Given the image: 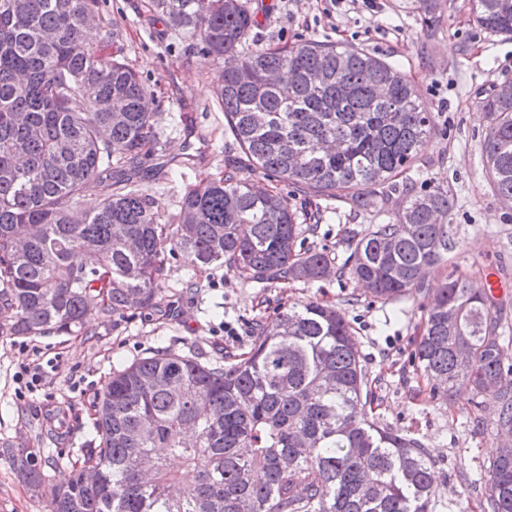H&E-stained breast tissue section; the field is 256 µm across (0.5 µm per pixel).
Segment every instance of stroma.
<instances>
[{
	"instance_id": "obj_1",
	"label": "stroma",
	"mask_w": 512,
	"mask_h": 512,
	"mask_svg": "<svg viewBox=\"0 0 512 512\" xmlns=\"http://www.w3.org/2000/svg\"><path fill=\"white\" fill-rule=\"evenodd\" d=\"M257 26L251 45L275 48L308 39L353 46L390 63L416 86L434 133L410 175L418 184L451 189L456 243L447 269H435L426 287H440L447 270L476 277L494 272L505 282L501 322L512 337V208L486 175L481 143L488 124L481 101L512 81V40L477 23L471 0H439L438 20L425 27L416 0H246ZM93 43L119 55L154 99L158 144L113 168L112 180L149 194L163 223H177L181 200L225 165L248 169L216 99L223 67L207 62L195 42L170 27L149 0H97ZM254 186L287 196L299 215L324 218L306 244L330 252L340 267L351 252L348 236L363 237L373 218L348 221L347 204L314 198L260 173ZM155 303L121 316L87 315L69 334L0 335V512H47L44 496L18 476L15 448L40 449L61 481L70 462L95 437L94 403L113 371L160 351L226 363L249 351L252 324L273 322L289 305L318 300L335 305L351 326L372 380L369 416L380 427L413 437L435 460L439 486L433 512H483L494 453L497 404L487 395L436 399L432 383L411 361L422 331L421 297L383 303L352 276L332 275L272 287L241 280L223 268H203L166 256L154 283ZM235 335H225V327ZM40 363L47 380L26 389L17 375Z\"/></svg>"
}]
</instances>
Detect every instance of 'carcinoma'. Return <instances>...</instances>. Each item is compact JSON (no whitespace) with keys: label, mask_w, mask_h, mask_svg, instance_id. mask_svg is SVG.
<instances>
[{"label":"carcinoma","mask_w":512,"mask_h":512,"mask_svg":"<svg viewBox=\"0 0 512 512\" xmlns=\"http://www.w3.org/2000/svg\"><path fill=\"white\" fill-rule=\"evenodd\" d=\"M96 0H0V335L70 333L84 314L153 303L169 252L224 267L245 282L327 276L326 253L303 247L321 216L297 223L288 199L255 193L234 166L183 196L164 224L149 195L114 189L83 212L80 197L112 158L156 143L151 95L121 58L83 41ZM154 11L206 60L236 57L217 101L251 171L312 197H341L349 216L402 208L353 243L350 274L371 297L425 300L413 360L433 395L498 401L488 512H512V345L499 335L497 298L451 271L439 288L425 271L448 266L454 198L405 173L433 124L415 85L352 46L305 40L240 51L256 20L241 0H151ZM479 25L512 39V0H472ZM482 107V142L494 193L512 199V82ZM325 140L336 153L318 150ZM251 350L229 366L175 352L112 372L95 405L100 443L85 448L67 482L49 484L42 460L19 448V477L49 487L48 512H432L438 495L429 453L379 427L366 410L367 371L336 307L307 301L254 324ZM183 459L168 471L155 449ZM100 482H84L86 469Z\"/></svg>","instance_id":"carcinoma-1"}]
</instances>
